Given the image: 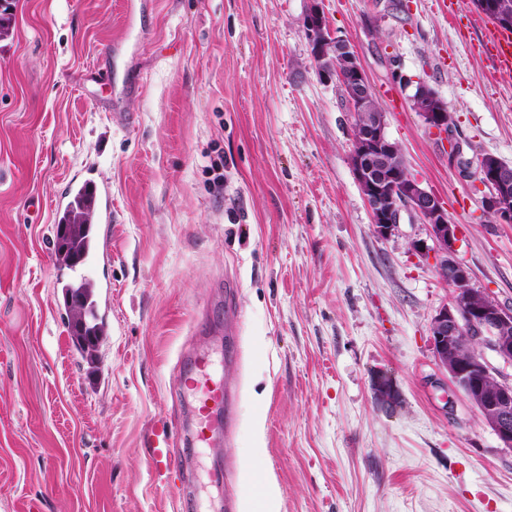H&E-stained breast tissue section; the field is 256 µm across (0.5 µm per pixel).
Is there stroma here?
I'll return each instance as SVG.
<instances>
[{
	"mask_svg": "<svg viewBox=\"0 0 512 512\" xmlns=\"http://www.w3.org/2000/svg\"><path fill=\"white\" fill-rule=\"evenodd\" d=\"M321 6L410 174L445 202L471 288L512 309V224L449 164L389 63L448 104L464 159L512 164V74L470 50L483 14L470 0L451 17L436 0ZM308 7L15 0L0 40V512H181L201 465L223 468L210 492L236 506L256 448L254 481L275 476L281 512H512V452L430 343L452 289L434 253L411 249L428 228L405 216L375 233L355 115L317 74ZM89 170L112 193L98 269L112 307L92 361L69 335L52 248L54 201ZM197 352L224 363L233 425L199 463L177 443L155 465L149 430L183 422L175 390Z\"/></svg>",
	"mask_w": 512,
	"mask_h": 512,
	"instance_id": "1",
	"label": "stroma"
}]
</instances>
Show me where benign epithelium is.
<instances>
[{
	"label": "benign epithelium",
	"instance_id": "obj_1",
	"mask_svg": "<svg viewBox=\"0 0 512 512\" xmlns=\"http://www.w3.org/2000/svg\"><path fill=\"white\" fill-rule=\"evenodd\" d=\"M479 7L506 27L512 25V0H480ZM302 30L319 77L330 81L351 73L352 83L339 89L348 109L362 112L371 98V85L350 41L337 35L326 19L319 0H311L303 18ZM396 79L412 108L423 118L429 131L448 141V159H458L459 137L448 123L446 106L427 82L396 74ZM399 146L387 133L386 115L371 113V119L354 136L352 166L361 192L370 210L378 236L386 237L400 224L406 212L427 225L438 256L439 271H452L454 283L451 301L432 317L430 341L438 364L463 389L477 407L485 424L497 435L502 447L512 451V382L503 379L483 355H464L458 343L462 336L483 340V346L507 364H512V310L484 298L470 287L468 269L455 258L456 229L448 220L445 203L406 170L390 164ZM487 189L483 204L500 224H512V167L492 155L482 156L470 172Z\"/></svg>",
	"mask_w": 512,
	"mask_h": 512
}]
</instances>
